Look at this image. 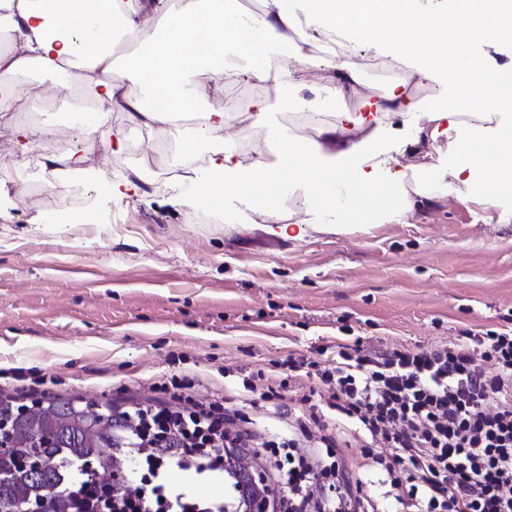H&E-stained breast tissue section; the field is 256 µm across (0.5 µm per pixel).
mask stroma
Segmentation results:
<instances>
[{"label": "stroma", "instance_id": "1", "mask_svg": "<svg viewBox=\"0 0 512 512\" xmlns=\"http://www.w3.org/2000/svg\"><path fill=\"white\" fill-rule=\"evenodd\" d=\"M376 46L361 49V91L381 92L405 68L375 65ZM75 70L23 75L34 102H57L34 119L0 120V393L57 394L92 402L150 395L171 378L196 382L197 397L246 398L244 382H264L282 404L300 406L313 379H283L289 354L318 361L337 344L367 350H427L464 336L512 328V188L495 206L481 198L479 176L449 179L401 221L351 223L344 231L314 227L305 190L282 187L294 207L260 215L227 200L207 223L187 208L194 181L171 176L172 147L163 133L145 137L113 113L106 143L85 150L77 115L66 112ZM407 91L429 106H447L471 133L483 131L479 111L440 82ZM280 107L254 150L277 140L307 143L316 125L335 123L340 107L329 89L269 88ZM423 113L390 118L374 159L398 172L427 159L436 170L466 165L447 153L448 135L430 139ZM82 156L71 171L62 153ZM140 191L113 192L131 168ZM57 174L52 200L28 187ZM82 194L96 221L72 223L63 203ZM302 224V238L269 233V225Z\"/></svg>", "mask_w": 512, "mask_h": 512}]
</instances>
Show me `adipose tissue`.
Instances as JSON below:
<instances>
[{
	"label": "adipose tissue",
	"instance_id": "adipose-tissue-1",
	"mask_svg": "<svg viewBox=\"0 0 512 512\" xmlns=\"http://www.w3.org/2000/svg\"><path fill=\"white\" fill-rule=\"evenodd\" d=\"M302 12L277 0L274 9L260 14L242 13L227 0H189L166 10L152 0H0V112L10 111L6 94L12 93L18 76L39 71L55 74L63 67L79 72L77 92L91 103L85 114L84 136L95 145L112 112L125 114L140 131L162 128L177 149L178 164L193 163L201 148H209V175L199 197L223 209L227 199L263 200L266 209L279 208V188L288 178L310 187L308 204L326 223L336 221L338 187L349 183L350 163L373 155L389 117L416 110L415 102L395 89L378 95L373 111L339 113L335 124L320 128L317 137L300 152L287 141H278L270 153H259L248 165L237 160L231 148L242 124L266 127L273 106L268 101H248L242 109L227 112L210 103L209 89L201 77L222 70L224 51L233 48L245 60L251 76L261 83L281 87L293 78L316 79L317 74L302 45H293L291 64L272 62L270 50L281 43L286 31L308 19V40L317 41L335 32H346L371 43L377 30L388 35L396 55L419 59L414 71L419 82L442 78L456 84L448 67L449 48L474 41L495 42L501 37L503 0H448L440 11L423 12L416 0H366L364 10L348 0H303ZM152 30L151 46H138L121 55L117 49L142 29ZM146 90L144 101H132L126 79ZM468 92L495 114L512 112V81L475 68ZM204 111L202 122L194 112ZM512 143V125H494L483 136L459 131L448 150L471 157L488 181L512 167V155L502 147ZM427 165L410 173L378 176L360 172L353 186L359 208L370 221L401 220L417 203L429 198Z\"/></svg>",
	"mask_w": 512,
	"mask_h": 512
}]
</instances>
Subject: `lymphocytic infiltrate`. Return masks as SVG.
I'll return each mask as SVG.
<instances>
[{
    "label": "lymphocytic infiltrate",
    "instance_id": "obj_1",
    "mask_svg": "<svg viewBox=\"0 0 512 512\" xmlns=\"http://www.w3.org/2000/svg\"><path fill=\"white\" fill-rule=\"evenodd\" d=\"M319 396L351 423L363 453L386 477L402 512H512V329L426 351L366 353L340 345L316 372ZM135 430L129 447L154 441L119 496L102 477L76 468L61 486L79 491L94 512H237L238 502L203 496L174 483L175 470L203 482L224 478L210 442L263 453L279 485L277 512H369L345 466L350 441L322 422L317 405L279 406L286 435L255 448V434L235 401L183 402L155 397L120 405Z\"/></svg>",
    "mask_w": 512,
    "mask_h": 512
}]
</instances>
